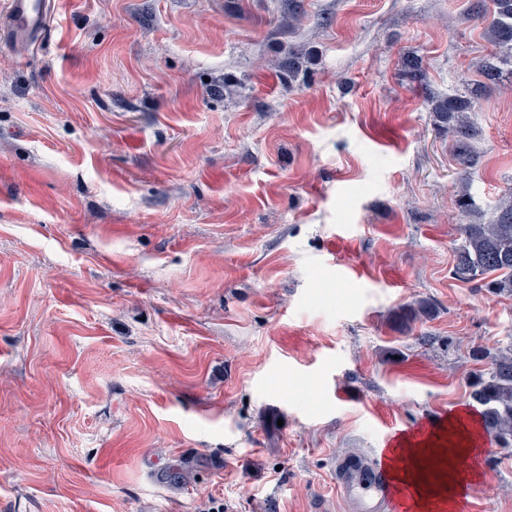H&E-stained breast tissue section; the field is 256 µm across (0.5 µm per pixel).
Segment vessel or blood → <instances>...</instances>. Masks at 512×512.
<instances>
[{
	"instance_id": "1",
	"label": "vessel or blood",
	"mask_w": 512,
	"mask_h": 512,
	"mask_svg": "<svg viewBox=\"0 0 512 512\" xmlns=\"http://www.w3.org/2000/svg\"><path fill=\"white\" fill-rule=\"evenodd\" d=\"M51 15L50 0H10L7 34L17 48L43 31ZM336 487L351 512H409L411 493L391 477L383 456L356 459L336 468Z\"/></svg>"
}]
</instances>
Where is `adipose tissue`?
I'll list each match as a JSON object with an SVG mask.
<instances>
[{"mask_svg":"<svg viewBox=\"0 0 512 512\" xmlns=\"http://www.w3.org/2000/svg\"><path fill=\"white\" fill-rule=\"evenodd\" d=\"M479 438L476 429L466 431L460 443L446 440L439 431L423 440L400 437L401 451L392 476L397 482L411 486L418 499L442 496L465 462L467 448L475 446Z\"/></svg>","mask_w":512,"mask_h":512,"instance_id":"obj_1","label":"adipose tissue"}]
</instances>
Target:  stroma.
<instances>
[{"instance_id":"stroma-1","label":"stroma","mask_w":512,"mask_h":512,"mask_svg":"<svg viewBox=\"0 0 512 512\" xmlns=\"http://www.w3.org/2000/svg\"><path fill=\"white\" fill-rule=\"evenodd\" d=\"M286 2L54 0L27 49L0 36V512H345L337 462L479 418L512 296L450 276L426 98L483 88L486 224L512 73L483 85L474 0ZM450 496L512 512V452L483 435Z\"/></svg>"}]
</instances>
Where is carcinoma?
I'll return each mask as SVG.
<instances>
[{
    "label": "carcinoma",
    "instance_id": "1",
    "mask_svg": "<svg viewBox=\"0 0 512 512\" xmlns=\"http://www.w3.org/2000/svg\"><path fill=\"white\" fill-rule=\"evenodd\" d=\"M490 6H484V2ZM474 12L485 22L484 35L497 50L512 53V0H478ZM502 58L495 53L484 59L480 71L489 82L501 76ZM402 74L409 81L422 78L421 62L409 57L402 63ZM485 84L470 95L431 94L427 101L434 124L451 142L452 158L460 180L470 179L478 158L472 146L476 131L470 121L475 96ZM470 200H458L460 244L456 248L451 277L464 284H474L493 295L512 296V192L504 194L489 224L470 220ZM470 398L481 408L482 423L504 448H512V348L492 357L488 368L470 380Z\"/></svg>",
    "mask_w": 512,
    "mask_h": 512
}]
</instances>
